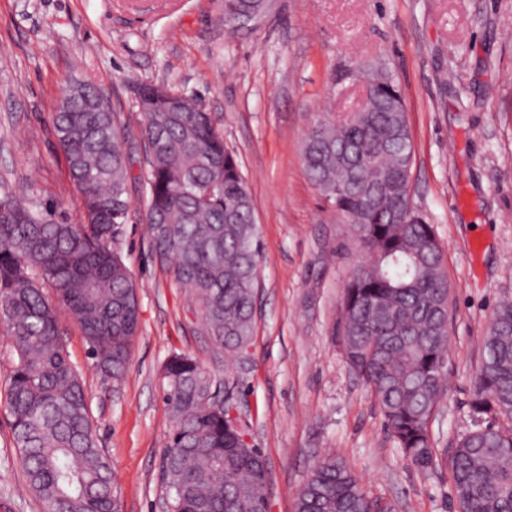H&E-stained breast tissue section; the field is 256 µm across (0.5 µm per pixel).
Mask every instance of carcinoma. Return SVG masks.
<instances>
[{
    "mask_svg": "<svg viewBox=\"0 0 512 512\" xmlns=\"http://www.w3.org/2000/svg\"><path fill=\"white\" fill-rule=\"evenodd\" d=\"M247 0H224L233 25ZM370 94L344 121L308 132L313 184L351 224L363 253L343 291L345 362L370 388L385 428L414 466L436 465L430 433L446 391L451 291L434 226L411 202L415 148L401 90L378 66ZM145 84L136 105L146 152L145 216L156 257L173 268L206 333L232 354L254 332L258 279L252 194L224 133L192 93ZM102 92L70 82L54 117L85 220L49 218L30 194L0 195V321L13 368L6 388L14 448L39 512H118L81 373L58 325L65 309L100 372L124 380L139 303L117 249L131 201L129 139L114 112H89ZM50 288L52 293L45 292ZM468 401L472 428L448 460L456 512H512V299L501 300L483 342ZM173 421L162 457L169 512H260L267 462L224 420L221 384L190 355L163 366ZM343 460L319 461L295 512H372Z\"/></svg>",
    "mask_w": 512,
    "mask_h": 512,
    "instance_id": "carcinoma-1",
    "label": "carcinoma"
}]
</instances>
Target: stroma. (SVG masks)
Here are the masks:
<instances>
[{
	"label": "stroma",
	"instance_id": "35a3bbf8",
	"mask_svg": "<svg viewBox=\"0 0 512 512\" xmlns=\"http://www.w3.org/2000/svg\"><path fill=\"white\" fill-rule=\"evenodd\" d=\"M378 64L407 105L412 201L435 228L452 288L448 389L431 427L438 462L426 470L403 458L342 358L343 288L362 253L302 160L309 129L356 112ZM74 77L95 84L133 134L141 85L195 94L239 162L259 233L260 303L236 361L158 262L142 211L144 165L134 162L118 249L140 324L125 380L104 377L78 325L59 317L123 512L162 510L172 422L161 369L175 352L194 356L231 394L267 461L269 512H294L296 491L328 456L353 469L381 512H454L446 460L470 426L493 310L512 296V0H274L249 30L225 25L224 0H0V184L29 191L71 224L82 199L53 118ZM12 367L0 324V512H38L6 409Z\"/></svg>",
	"mask_w": 512,
	"mask_h": 512
}]
</instances>
